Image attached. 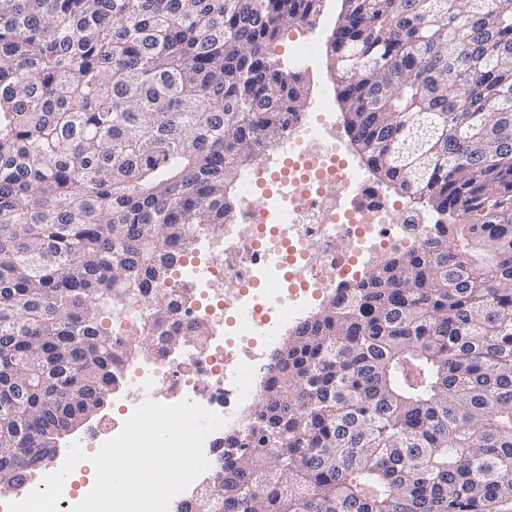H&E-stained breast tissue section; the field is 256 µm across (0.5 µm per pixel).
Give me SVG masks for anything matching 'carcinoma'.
<instances>
[{
    "label": "carcinoma",
    "mask_w": 512,
    "mask_h": 512,
    "mask_svg": "<svg viewBox=\"0 0 512 512\" xmlns=\"http://www.w3.org/2000/svg\"><path fill=\"white\" fill-rule=\"evenodd\" d=\"M321 4L0 0V492L104 406L112 312L148 296L131 349L205 343L202 320L171 333L192 289L166 284L302 115L271 47ZM330 52L372 173L466 220L275 348L214 512H512V10L343 0Z\"/></svg>",
    "instance_id": "obj_1"
}]
</instances>
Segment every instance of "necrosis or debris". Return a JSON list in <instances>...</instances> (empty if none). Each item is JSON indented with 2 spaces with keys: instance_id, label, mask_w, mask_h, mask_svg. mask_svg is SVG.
Returning a JSON list of instances; mask_svg holds the SVG:
<instances>
[{
  "instance_id": "necrosis-or-debris-1",
  "label": "necrosis or debris",
  "mask_w": 512,
  "mask_h": 512,
  "mask_svg": "<svg viewBox=\"0 0 512 512\" xmlns=\"http://www.w3.org/2000/svg\"><path fill=\"white\" fill-rule=\"evenodd\" d=\"M281 143L289 148L288 173L264 201L253 202L252 176L243 177L234 241L208 242L205 253L182 261V273L216 289L204 305L214 320L211 342L184 352L148 345L124 356L117 395L126 414L148 399L189 400L237 427L259 400L262 350L284 326L377 252L420 247L426 215L383 203L361 168L348 164L328 101L318 103L313 123L288 130Z\"/></svg>"
}]
</instances>
